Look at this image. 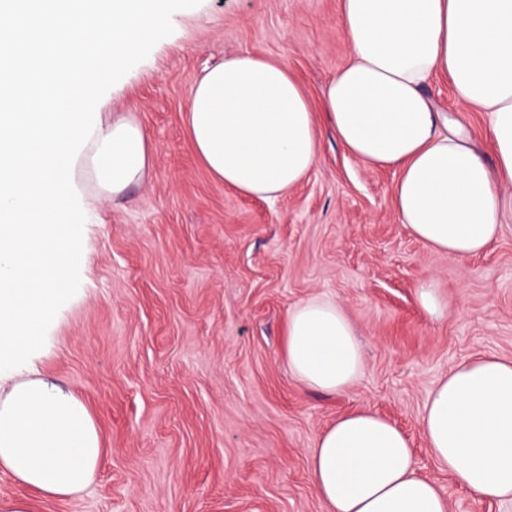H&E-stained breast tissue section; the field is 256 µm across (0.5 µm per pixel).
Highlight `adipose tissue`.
Segmentation results:
<instances>
[{"instance_id":"obj_1","label":"adipose tissue","mask_w":512,"mask_h":512,"mask_svg":"<svg viewBox=\"0 0 512 512\" xmlns=\"http://www.w3.org/2000/svg\"><path fill=\"white\" fill-rule=\"evenodd\" d=\"M176 0H0V471L46 499L82 493L102 450L87 407L14 370L42 343L69 292L80 249L70 173L84 159L103 193L142 180L152 147L127 117L101 129V86L142 55ZM351 60L320 111L283 63L243 55L190 91L186 126L202 164L237 193L265 201L315 165L328 126L364 167L397 172V213L429 249L467 259L512 215V0H341ZM446 73L458 105L490 115L494 164L442 128L425 92ZM286 356L306 387L342 395L359 380L355 327L333 302L292 308ZM426 446L481 501L512 499V360L465 361L429 392ZM310 479L326 512H448L439 486L415 473L411 443L370 410L340 416L316 439Z\"/></svg>"}]
</instances>
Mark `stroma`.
Wrapping results in <instances>:
<instances>
[{
    "label": "stroma",
    "instance_id": "1",
    "mask_svg": "<svg viewBox=\"0 0 512 512\" xmlns=\"http://www.w3.org/2000/svg\"><path fill=\"white\" fill-rule=\"evenodd\" d=\"M243 54L284 62L320 108L350 58L340 0H189L115 76L100 119L134 116L152 164L112 200L76 162L81 248L32 359L87 407L101 464L64 500L0 472V512L16 500L28 512H326L310 452L360 409L403 429L448 512H512V500L480 501L454 483L421 431L427 395L452 368L482 354L512 360V221L475 257L429 249L396 213V172L365 169L327 128L286 196L224 187L194 155L185 114L202 72ZM428 94L489 153L486 113L460 111L441 74ZM428 281L448 304L443 318L419 306ZM311 298L341 305L361 341L364 372L346 394L311 390L288 369L285 320Z\"/></svg>",
    "mask_w": 512,
    "mask_h": 512
}]
</instances>
